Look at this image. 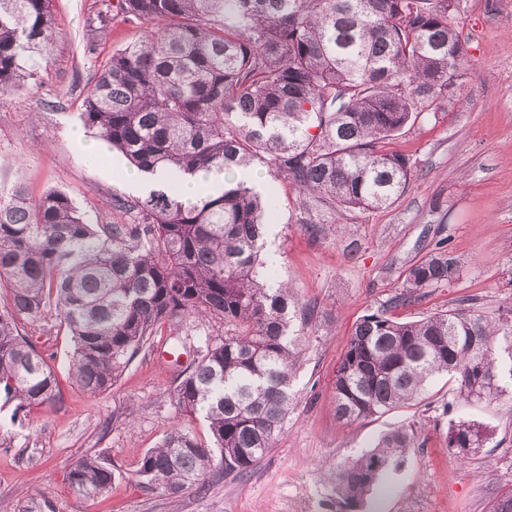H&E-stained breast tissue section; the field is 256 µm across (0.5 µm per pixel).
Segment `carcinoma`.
<instances>
[{
  "instance_id": "obj_1",
  "label": "carcinoma",
  "mask_w": 512,
  "mask_h": 512,
  "mask_svg": "<svg viewBox=\"0 0 512 512\" xmlns=\"http://www.w3.org/2000/svg\"><path fill=\"white\" fill-rule=\"evenodd\" d=\"M97 16L160 23L112 53L95 74L81 119L151 182L143 197L113 198L133 216L91 224L73 199L22 186L0 195V398L15 413L60 400L55 374L20 321L54 310L71 336L75 384L96 396L114 385L158 328L185 318L239 328L207 338L177 374L179 411L204 414L210 442L176 425L139 461L151 489L173 495L211 476L242 478L272 447L293 396L302 344L293 318L311 311L267 272L264 226L272 196L226 181L194 201L182 175L261 162L319 209L380 210L407 190L409 159L384 145L442 109L466 75L457 0H96ZM52 0H0V94L35 74L52 35ZM459 262L439 243L414 264L398 303L451 283ZM448 375L460 400H494L512 381V320L448 310L401 321L382 310L355 324L336 370L339 418L360 422L419 403ZM480 425L448 427V447L473 456ZM414 445L401 427L336 462L340 512H358ZM105 459L71 464L80 499L106 494Z\"/></svg>"
}]
</instances>
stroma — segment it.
<instances>
[{
  "mask_svg": "<svg viewBox=\"0 0 512 512\" xmlns=\"http://www.w3.org/2000/svg\"><path fill=\"white\" fill-rule=\"evenodd\" d=\"M94 0H53L54 23L37 80L0 95V191L25 184L32 197L58 189L90 220L124 224L116 196L138 197L127 163L104 147L81 154L72 132L83 100L112 52L145 37L149 27L115 17L99 23ZM456 20L467 51V74L449 89L441 111L425 114L387 148L409 158L413 176L389 208L322 212L323 232L307 230L310 215L288 182L276 181L275 232L264 254L311 320L293 366L295 399L273 447L244 478L216 477L204 492L164 495L142 484L138 462L174 426L209 441L202 415H180L172 391L175 347L159 328L118 381L91 397L72 381V343L48 312L25 330L49 357L61 400L13 419L0 406V425L13 445L0 448V512H336L333 464L359 454L384 434L412 429L415 447L390 471L362 512H488L512 489V392L487 401L456 399L436 377L418 405L374 419L338 418L336 368L351 330L364 314L390 308L418 320L454 308L489 318L512 313V0H459ZM445 243L460 262L449 284L423 289L394 306L409 268ZM475 423L491 437L475 456L449 448L450 424ZM98 455L118 477L92 501L67 481L74 461Z\"/></svg>",
  "mask_w": 512,
  "mask_h": 512,
  "instance_id": "35a3bbf8",
  "label": "stroma"
}]
</instances>
